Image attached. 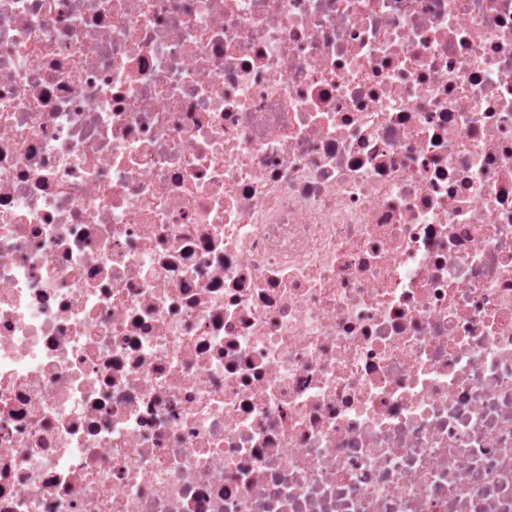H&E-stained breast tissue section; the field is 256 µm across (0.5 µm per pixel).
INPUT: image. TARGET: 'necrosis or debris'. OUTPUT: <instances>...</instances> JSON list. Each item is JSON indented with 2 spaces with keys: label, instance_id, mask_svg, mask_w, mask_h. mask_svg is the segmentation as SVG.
I'll use <instances>...</instances> for the list:
<instances>
[{
  "label": "necrosis or debris",
  "instance_id": "necrosis-or-debris-1",
  "mask_svg": "<svg viewBox=\"0 0 512 512\" xmlns=\"http://www.w3.org/2000/svg\"><path fill=\"white\" fill-rule=\"evenodd\" d=\"M0 512H512V0H0Z\"/></svg>",
  "mask_w": 512,
  "mask_h": 512
}]
</instances>
